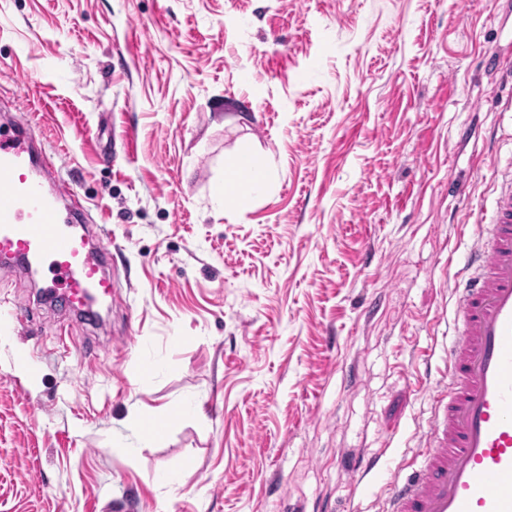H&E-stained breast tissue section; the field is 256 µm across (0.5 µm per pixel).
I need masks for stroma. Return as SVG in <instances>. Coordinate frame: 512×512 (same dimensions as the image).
Returning a JSON list of instances; mask_svg holds the SVG:
<instances>
[{
	"mask_svg": "<svg viewBox=\"0 0 512 512\" xmlns=\"http://www.w3.org/2000/svg\"><path fill=\"white\" fill-rule=\"evenodd\" d=\"M17 119L120 296L89 320L0 268V512H373L352 464L412 465L463 228L512 175L502 0H0ZM270 173L268 169L250 154H242L225 170L224 180L217 184L214 192L224 197V202L229 198H236L240 207L249 205L251 194L263 193L269 183ZM246 185L249 194H238L239 187ZM127 422L133 427L140 441L145 446L151 445L160 438L166 428L167 423L151 415H145L133 409L128 413Z\"/></svg>",
	"mask_w": 512,
	"mask_h": 512,
	"instance_id": "35a3bbf8",
	"label": "stroma"
}]
</instances>
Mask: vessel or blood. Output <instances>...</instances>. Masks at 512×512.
Masks as SVG:
<instances>
[{
  "mask_svg": "<svg viewBox=\"0 0 512 512\" xmlns=\"http://www.w3.org/2000/svg\"><path fill=\"white\" fill-rule=\"evenodd\" d=\"M33 134H0V262L42 275L45 295L91 311L117 293L107 255L77 229L83 198ZM455 336L429 393L433 414L409 476L390 474L376 512H512V178L453 276Z\"/></svg>",
  "mask_w": 512,
  "mask_h": 512,
  "instance_id": "vessel-or-blood-1",
  "label": "vessel or blood"
}]
</instances>
